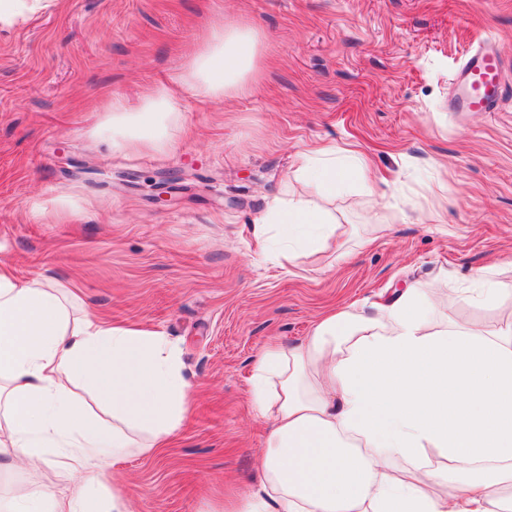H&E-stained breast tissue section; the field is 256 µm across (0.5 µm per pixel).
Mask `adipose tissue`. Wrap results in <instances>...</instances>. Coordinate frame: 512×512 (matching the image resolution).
Here are the masks:
<instances>
[{"label": "adipose tissue", "instance_id": "adipose-tissue-1", "mask_svg": "<svg viewBox=\"0 0 512 512\" xmlns=\"http://www.w3.org/2000/svg\"><path fill=\"white\" fill-rule=\"evenodd\" d=\"M260 34L227 21L211 27L181 82L222 100L256 69ZM94 134L113 151H162L177 139L164 87L136 107L110 101ZM356 152L307 157L304 178L332 195L362 175ZM274 226L295 263L331 227L312 200L273 204ZM429 288L414 285L374 315L321 317L306 340L262 350L251 401L272 425L259 487L224 512H512V322L478 332L456 322L432 328ZM90 386L112 416L103 425L75 390ZM0 471L53 469L70 493L25 482L10 512H87L91 490L131 449L163 447L191 408L178 350L155 330L114 326L72 310L61 285L19 279L0 262ZM434 453L423 477L407 462ZM444 493H434L437 485Z\"/></svg>", "mask_w": 512, "mask_h": 512}]
</instances>
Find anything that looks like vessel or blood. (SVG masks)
I'll return each instance as SVG.
<instances>
[{"label":"vessel or blood","instance_id":"obj_1","mask_svg":"<svg viewBox=\"0 0 512 512\" xmlns=\"http://www.w3.org/2000/svg\"><path fill=\"white\" fill-rule=\"evenodd\" d=\"M454 95L448 101L452 112H495L508 87L503 61L495 48L478 44L462 61L452 77Z\"/></svg>","mask_w":512,"mask_h":512}]
</instances>
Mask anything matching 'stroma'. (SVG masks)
<instances>
[{
	"label": "stroma",
	"mask_w": 512,
	"mask_h": 512,
	"mask_svg": "<svg viewBox=\"0 0 512 512\" xmlns=\"http://www.w3.org/2000/svg\"><path fill=\"white\" fill-rule=\"evenodd\" d=\"M233 18L262 38L250 89L229 102L179 82L207 30ZM492 39L512 62V0H55L0 26V261L78 294L79 310L162 333L194 389L166 448L115 463L134 512H222L257 487L270 426L249 402L268 344L308 336L342 308L374 314L408 286L435 321L512 320L466 299L479 268L512 285V95L452 112L450 79ZM173 93L164 153L114 152L91 130L112 97ZM363 153L336 188V233L297 265L257 224L309 198L302 152ZM66 199L67 212L57 208Z\"/></svg>",
	"instance_id": "stroma-1"
}]
</instances>
